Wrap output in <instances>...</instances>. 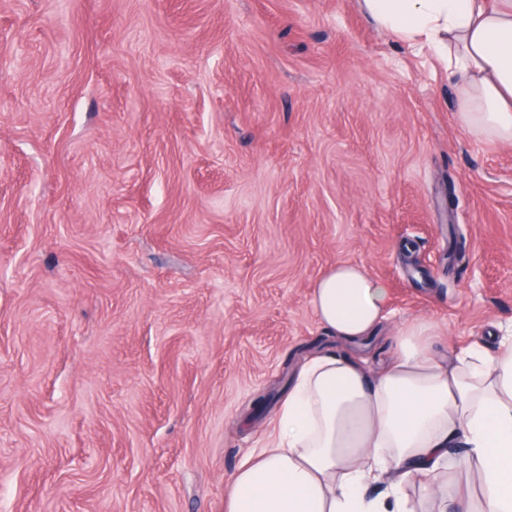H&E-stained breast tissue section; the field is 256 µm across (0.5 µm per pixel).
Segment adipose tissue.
Listing matches in <instances>:
<instances>
[{"mask_svg": "<svg viewBox=\"0 0 512 512\" xmlns=\"http://www.w3.org/2000/svg\"><path fill=\"white\" fill-rule=\"evenodd\" d=\"M373 23L426 45L454 81L471 134L512 143V0H363ZM311 305L331 334L372 336L388 295L341 263ZM379 372L321 352L295 371L265 447L239 464L224 512H512V333L495 350L441 354L429 327L403 324ZM466 448L464 463L449 442Z\"/></svg>", "mask_w": 512, "mask_h": 512, "instance_id": "1", "label": "adipose tissue"}]
</instances>
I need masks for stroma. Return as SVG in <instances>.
<instances>
[{"instance_id":"stroma-1","label":"stroma","mask_w":512,"mask_h":512,"mask_svg":"<svg viewBox=\"0 0 512 512\" xmlns=\"http://www.w3.org/2000/svg\"><path fill=\"white\" fill-rule=\"evenodd\" d=\"M343 262L373 336L313 312ZM412 320L512 330V145L428 51L358 0H0V512H224L295 368ZM311 305L331 334L356 340L372 336L385 319L388 295L362 267L341 263L317 279Z\"/></svg>"}]
</instances>
